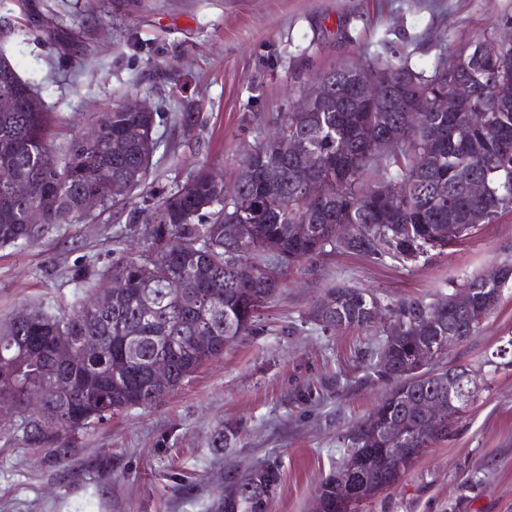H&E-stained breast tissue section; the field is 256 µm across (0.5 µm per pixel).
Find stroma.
Returning <instances> with one entry per match:
<instances>
[{
  "mask_svg": "<svg viewBox=\"0 0 512 512\" xmlns=\"http://www.w3.org/2000/svg\"><path fill=\"white\" fill-rule=\"evenodd\" d=\"M512 0H0V53L31 83L66 148L127 99L161 112L148 178L160 195L215 163L232 190L246 156L322 75L399 51L432 74L494 27ZM195 112L192 132L173 116ZM116 223L59 224L0 248V325L20 309L59 314L79 290L64 270L104 268ZM512 261V212L444 251L408 263L331 253L297 265L253 332L163 400L79 432L64 464L0 431V512H212L229 469L278 462L271 512H312L349 428L385 385L367 369L382 325L323 331L309 311L332 287L374 292L383 306L427 303ZM512 284L476 332L437 368L463 365L476 399L401 482L361 512H512ZM233 446L219 448L225 424Z\"/></svg>",
  "mask_w": 512,
  "mask_h": 512,
  "instance_id": "1",
  "label": "stroma"
}]
</instances>
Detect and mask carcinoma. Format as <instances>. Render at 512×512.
I'll return each mask as SVG.
<instances>
[{
  "instance_id": "1",
  "label": "carcinoma",
  "mask_w": 512,
  "mask_h": 512,
  "mask_svg": "<svg viewBox=\"0 0 512 512\" xmlns=\"http://www.w3.org/2000/svg\"><path fill=\"white\" fill-rule=\"evenodd\" d=\"M478 46L482 51L469 72L479 88L477 97L460 112L429 113V125L421 131L406 130L405 113L449 91L454 62H443L426 76L396 52L373 65L389 97L367 99L342 77L330 111L274 117V128L299 138L300 152L285 159L273 143L261 141L243 161L251 169L240 168L237 195L219 198L209 165L203 164L184 184L127 213V203L112 201L108 188L112 180L136 173L133 191L147 198L146 180L159 148L154 137L159 113L107 112L97 121L93 139L79 133L61 152L51 140L53 118L44 108L0 112V247L32 243L44 227L72 223L79 198L95 192L103 198V211H113L117 220L127 215L130 223L116 241L127 240L135 249L129 255L116 253L102 271H70V279L80 285L118 275L127 283L125 291L96 304L85 294L67 314L30 311L27 318L14 316L0 328V396L19 401L28 390H47L40 408L21 407L0 425L21 433L23 444L48 449L53 462L62 463L76 433L121 411L158 403L207 361L223 355L225 337L250 334L294 266L336 251L412 262L467 235L477 224L475 216L486 224L512 211V52L503 51L494 36ZM404 74L417 78L420 91L401 82ZM16 78L14 65L0 56V93L18 91ZM460 123L471 129L466 140L454 135ZM132 129L140 130L141 139L128 141L119 153L112 151V141L127 138ZM388 129L408 139L413 150L390 159L374 157L373 141ZM473 179L491 186L478 202L465 189ZM16 180L36 184L38 194L26 202L15 198L11 184ZM404 180L414 183L408 197H381L374 191L382 181ZM30 208L40 211L42 224L27 223ZM242 230L252 242V251L244 254L238 245ZM269 239L280 246L275 260L261 252ZM242 259L260 268L275 263L279 278L261 273L248 283L237 280L234 268ZM326 295L333 306L318 302L311 312L325 331L336 330L338 323L369 326L376 322L371 309H382L370 291L339 286ZM385 316L390 326L380 355L388 357V366L377 362L374 371L390 389L349 430L336 472L318 488L319 512H355L358 502L348 499L338 479L348 464L355 467L365 501L390 489L414 465L376 456L384 447L376 433L384 417L401 418L406 447L423 454L448 438L458 415L471 404H453L436 421L401 413L396 396L406 387L412 395L448 404V390L439 388L438 380L412 382L407 365L432 336L450 329L472 335L479 317L450 315L423 301L402 302L386 309ZM202 333L212 337L210 344L196 343ZM129 336L139 337V343L136 356L124 363ZM89 341L95 346L65 365L54 358L61 344ZM161 353L170 360L172 376L166 386L157 387L149 383L148 369ZM59 376L73 382L65 397L48 391ZM57 415L62 417L59 432L49 437L44 422ZM280 483L275 463L236 472L224 485L218 510L270 512Z\"/></svg>"
}]
</instances>
